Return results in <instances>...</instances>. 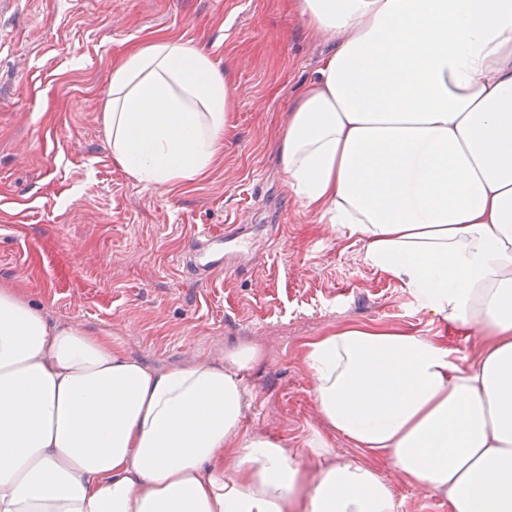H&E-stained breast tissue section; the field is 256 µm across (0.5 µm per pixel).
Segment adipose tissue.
<instances>
[{"label":"adipose tissue","instance_id":"obj_1","mask_svg":"<svg viewBox=\"0 0 512 512\" xmlns=\"http://www.w3.org/2000/svg\"><path fill=\"white\" fill-rule=\"evenodd\" d=\"M295 5L332 51L274 132L294 201L474 350L461 365L411 331L337 330L305 356L318 415L451 512H512V0ZM232 91L194 43L128 51L103 114L115 162L146 188L206 175ZM258 357L160 371L1 288L0 512H393L390 484L325 462L320 433L301 461L242 436Z\"/></svg>","mask_w":512,"mask_h":512}]
</instances>
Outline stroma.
Wrapping results in <instances>:
<instances>
[{
	"mask_svg": "<svg viewBox=\"0 0 512 512\" xmlns=\"http://www.w3.org/2000/svg\"><path fill=\"white\" fill-rule=\"evenodd\" d=\"M158 37L191 41L227 70L234 120L211 172L146 189L114 161L103 112L113 61ZM328 50L293 0H15L0 13V286L156 369L220 364L228 347L257 343L245 434L299 452L318 430L332 459L359 461L317 413L309 343L341 327L405 329L462 364L471 340L290 194L268 127ZM203 225L217 235L239 226L270 246L209 283L187 280L179 258ZM371 465L393 487L394 512H450L446 496L388 459Z\"/></svg>",
	"mask_w": 512,
	"mask_h": 512,
	"instance_id": "stroma-1",
	"label": "stroma"
}]
</instances>
